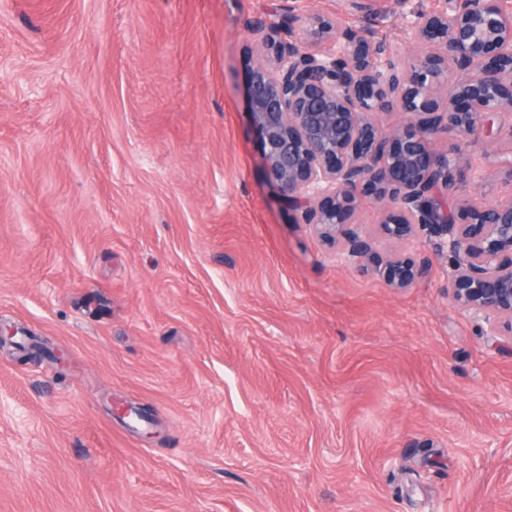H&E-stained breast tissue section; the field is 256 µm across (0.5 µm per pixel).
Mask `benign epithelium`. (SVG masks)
I'll use <instances>...</instances> for the list:
<instances>
[{
	"mask_svg": "<svg viewBox=\"0 0 512 512\" xmlns=\"http://www.w3.org/2000/svg\"><path fill=\"white\" fill-rule=\"evenodd\" d=\"M283 24H249L262 61L247 86L249 112L280 200L336 245V258L395 289L426 278L430 258H383L354 219L359 200L378 210L379 237L422 239L448 258V298L481 319L487 336L512 333V198L464 204L438 196L457 170L476 178L471 152L512 141V11L486 0H446L407 20L405 64L395 47L288 5ZM398 112L390 126L381 116ZM452 137L451 150L436 144Z\"/></svg>",
	"mask_w": 512,
	"mask_h": 512,
	"instance_id": "7a95c632",
	"label": "benign epithelium"
}]
</instances>
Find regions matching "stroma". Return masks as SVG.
Listing matches in <instances>:
<instances>
[{
  "label": "stroma",
  "instance_id": "1",
  "mask_svg": "<svg viewBox=\"0 0 512 512\" xmlns=\"http://www.w3.org/2000/svg\"><path fill=\"white\" fill-rule=\"evenodd\" d=\"M279 2L0 0V512H512V335L444 257L395 290L278 201L246 88ZM293 5L404 51L442 0ZM509 156L449 203L512 196Z\"/></svg>",
  "mask_w": 512,
  "mask_h": 512
}]
</instances>
